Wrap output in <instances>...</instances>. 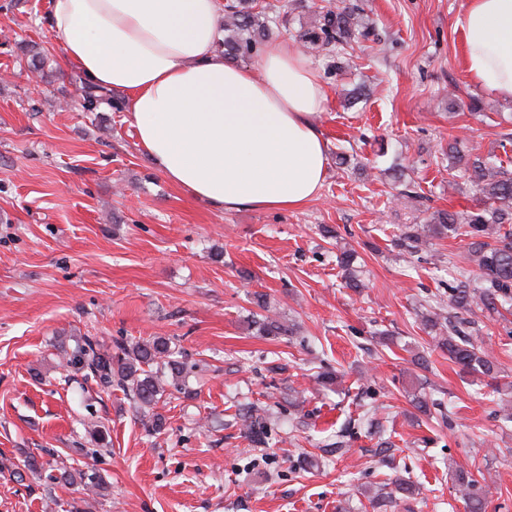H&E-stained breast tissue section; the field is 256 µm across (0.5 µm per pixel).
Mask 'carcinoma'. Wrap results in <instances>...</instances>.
I'll return each mask as SVG.
<instances>
[{"mask_svg": "<svg viewBox=\"0 0 512 512\" xmlns=\"http://www.w3.org/2000/svg\"><path fill=\"white\" fill-rule=\"evenodd\" d=\"M288 5L268 3L257 7L255 0H228L224 5L221 24L224 28V56L253 57L260 52L264 38L272 25L286 18ZM370 28L363 14L354 6H320L315 22L297 31L299 43L316 48L330 58H341L352 44L369 38ZM46 55L33 47L29 50V71L45 77ZM111 102L112 109L122 110L121 103L101 88L82 87L80 107L95 112L99 105ZM448 157L464 167L477 195L480 206L474 211H437L430 224H409L402 229L395 246L413 255L433 237L465 236L468 252L475 269L465 280L448 288V306L438 302L421 315L424 330L431 335L434 346L448 353V358L460 371L479 382L495 381L498 375L496 358L478 344L479 328L459 317V313L478 310L512 312V170L504 167L495 155L483 157L459 154L456 144H448ZM355 252L343 250L338 263L346 287H363L355 267ZM252 321L257 332L265 336H292L294 325L280 320L269 308ZM57 367L83 374L103 391L116 387L129 396L138 412L155 432L166 426L164 416L155 412L161 398L171 386L177 392L187 391L186 378L191 371L184 361V351L165 336L150 340L120 342L113 350L102 347L92 336H83L72 347L59 342L56 347ZM242 429L265 443L264 431L257 417L247 411L240 414ZM455 494L463 500L467 512H486L492 496L490 488L479 482L471 467L449 460ZM54 484L80 485L85 494L99 495L106 481L98 472L63 469L48 474ZM405 493H414L413 483L395 479L375 488L369 495L371 503L384 505Z\"/></svg>", "mask_w": 512, "mask_h": 512, "instance_id": "obj_1", "label": "carcinoma"}]
</instances>
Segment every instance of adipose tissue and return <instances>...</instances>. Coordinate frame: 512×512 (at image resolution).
Segmentation results:
<instances>
[{"label": "adipose tissue", "mask_w": 512, "mask_h": 512, "mask_svg": "<svg viewBox=\"0 0 512 512\" xmlns=\"http://www.w3.org/2000/svg\"><path fill=\"white\" fill-rule=\"evenodd\" d=\"M223 14V0H50L46 26L87 82L121 95L171 185L222 211L300 208L327 176V93L285 40L225 62ZM458 26L471 81L512 101V0H470Z\"/></svg>", "instance_id": "adipose-tissue-1"}]
</instances>
